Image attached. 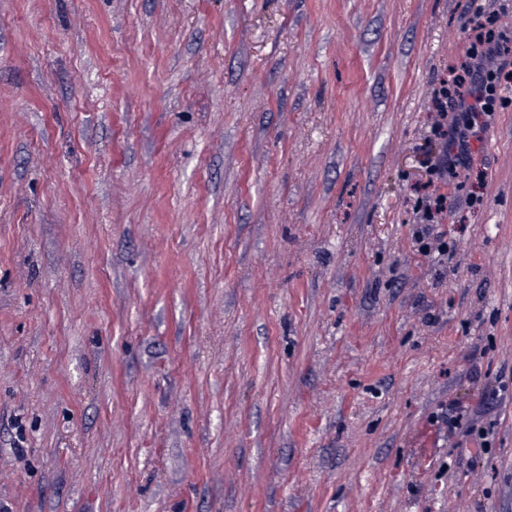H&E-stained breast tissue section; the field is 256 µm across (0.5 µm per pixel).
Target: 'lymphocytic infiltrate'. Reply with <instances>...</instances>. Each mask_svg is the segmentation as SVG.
Here are the masks:
<instances>
[{"label":"lymphocytic infiltrate","instance_id":"lymphocytic-infiltrate-1","mask_svg":"<svg viewBox=\"0 0 512 512\" xmlns=\"http://www.w3.org/2000/svg\"><path fill=\"white\" fill-rule=\"evenodd\" d=\"M507 39L490 25L475 28L469 39L466 62L462 73L450 74L436 104L437 120L433 134L440 146L437 155L424 159L429 175L450 181L459 170L469 168L473 141L479 140L485 122L503 102V93L512 85V70L503 64L512 54L508 53ZM453 101L456 117H449L446 101ZM445 197L428 193L418 204L421 225L414 236L420 252H429L430 240H438L439 254H447L448 243L436 225L444 211Z\"/></svg>","mask_w":512,"mask_h":512}]
</instances>
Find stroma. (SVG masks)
<instances>
[{"mask_svg": "<svg viewBox=\"0 0 512 512\" xmlns=\"http://www.w3.org/2000/svg\"><path fill=\"white\" fill-rule=\"evenodd\" d=\"M482 14L0 0V512H512V90L413 237ZM444 201V195L436 194L435 192H428L419 201L417 212L420 214L419 219L422 224H417L421 226L416 229L414 236L417 244H419V250L422 253L430 252L428 240L432 236L433 239L440 241L438 245V255H448V241H445V236L442 231H436V225L439 224L438 220L444 211Z\"/></svg>", "mask_w": 512, "mask_h": 512, "instance_id": "obj_1", "label": "stroma"}]
</instances>
